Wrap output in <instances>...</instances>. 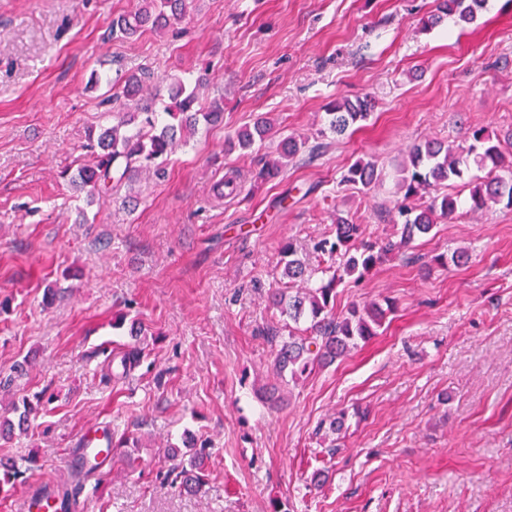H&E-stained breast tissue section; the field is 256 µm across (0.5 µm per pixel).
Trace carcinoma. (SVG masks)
<instances>
[{
	"instance_id": "carcinoma-1",
	"label": "carcinoma",
	"mask_w": 512,
	"mask_h": 512,
	"mask_svg": "<svg viewBox=\"0 0 512 512\" xmlns=\"http://www.w3.org/2000/svg\"><path fill=\"white\" fill-rule=\"evenodd\" d=\"M486 0H436V12L423 20L427 30L445 18L464 26L476 21ZM197 0H140L136 10L112 18V35L131 38L147 29L164 33L171 22H179L196 6ZM209 67L202 69L196 86L190 88L178 77L165 76L167 98H162L160 86L149 99L142 98L144 86L151 82L149 73H132L124 77L122 96L126 110L112 113V125L100 129L97 138L90 141L94 153L92 165L82 167L71 182L90 198L103 191L118 190L126 180L148 171L161 179L165 176L170 156L178 145L177 135L195 131L199 125L219 122L224 115V100L217 98L205 112L198 108L199 84L206 80ZM373 103L371 98L344 99L328 106L326 130L343 134L350 127L369 120ZM273 123L261 116L253 126L236 133L234 145L242 150L263 146L273 137ZM304 142L287 135L279 138L278 159L265 164L260 173L263 179L278 176L284 162L301 152ZM512 131L501 137L486 128H473L460 145L453 141H426L416 145L400 164L397 173V202L392 223L400 226L396 242L365 239L363 225L336 213L331 234L314 245L317 256H328L326 267L312 268L299 255L293 243L281 249V276L288 283H308L304 291L294 295L283 290H272L269 306L288 318V335L282 328L267 326L260 336L273 347L272 369L281 380L296 382L311 374L319 366L332 364L353 349L378 335L394 305L387 300L371 302L362 307L351 306L346 315L333 314L337 288L350 280L359 284L368 278L390 255L400 252L409 242L429 234L441 218H451L462 206L471 212L482 211L493 204L512 209ZM486 172L484 176L471 175V165ZM375 162L358 159L346 169L342 182L359 190H368L379 181ZM468 187L469 197L447 192L457 182ZM322 273L319 282L311 286L316 273ZM144 350L131 348L116 353L121 371L113 373L116 379L127 377L139 365ZM207 445L191 447L188 459L175 464L168 473L172 483L187 492H196L206 483L205 460ZM23 474L15 463L0 465V492L13 485Z\"/></svg>"
}]
</instances>
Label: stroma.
Returning a JSON list of instances; mask_svg holds the SVG:
<instances>
[{"label":"stroma","mask_w":512,"mask_h":512,"mask_svg":"<svg viewBox=\"0 0 512 512\" xmlns=\"http://www.w3.org/2000/svg\"><path fill=\"white\" fill-rule=\"evenodd\" d=\"M139 0H0V458L37 455L15 492L71 485L92 424L140 437L114 453L75 512H512V209L438 223L334 310L391 300L378 336L285 386L270 404V347L284 319L280 247L307 261L336 213L371 236L390 221L395 167L416 144L512 130V0L423 30L433 0H199L167 34L109 35ZM209 83L224 119L184 135L163 179L88 198L66 173L89 165L116 78L150 70ZM96 87H88L92 73ZM370 96L373 114L324 133L325 108ZM263 114L308 152L267 182V150L231 148ZM384 177L342 184L356 158ZM238 195L214 191L227 169ZM468 250V263L436 256ZM141 330L130 334L131 327ZM146 357L103 382L108 355ZM46 392L29 417L13 407ZM344 416L341 432L330 427ZM208 442L209 478L189 495L165 478L170 447Z\"/></svg>","instance_id":"stroma-1"}]
</instances>
